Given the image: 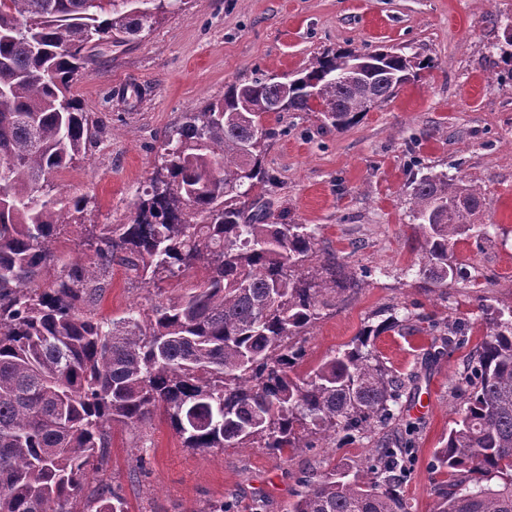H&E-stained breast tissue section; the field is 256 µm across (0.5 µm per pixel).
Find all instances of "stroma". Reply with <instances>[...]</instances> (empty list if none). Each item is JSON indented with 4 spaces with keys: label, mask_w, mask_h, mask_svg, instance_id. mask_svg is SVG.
Here are the masks:
<instances>
[{
    "label": "stroma",
    "mask_w": 512,
    "mask_h": 512,
    "mask_svg": "<svg viewBox=\"0 0 512 512\" xmlns=\"http://www.w3.org/2000/svg\"><path fill=\"white\" fill-rule=\"evenodd\" d=\"M512 0H176L152 27L105 48L72 92L99 132L85 158L52 183L92 199L87 224L129 221L166 136L187 112L222 98L224 87L256 77L294 78L316 57L383 46L427 61L415 79L370 107L349 127L323 126L315 112H288L265 157L277 183L264 203L272 218L317 227L324 247L372 272L348 305L304 338L305 366L349 343L390 306L465 324L468 343L432 361L422 330L388 331L374 346L401 376H414L393 430L418 429L411 471L401 493L412 512H433L438 499L429 464L455 418L451 381L485 331L484 308L512 306V85L495 80L504 64L496 48ZM482 188L491 243L460 241L456 254L470 282L452 284L447 299L426 287L423 256L410 221L411 161ZM128 283L121 267L94 308L103 318L150 308L173 294ZM339 441L275 456L262 448L210 453L183 447L154 420L144 449L133 433L113 428L108 475L121 484L130 512H192L222 499L238 512H289L301 481L326 463L359 464L382 437ZM145 473H136L137 459Z\"/></svg>",
    "instance_id": "35a3bbf8"
}]
</instances>
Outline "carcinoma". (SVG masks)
Returning <instances> with one entry per match:
<instances>
[{
  "label": "carcinoma",
  "instance_id": "cac0c4a2",
  "mask_svg": "<svg viewBox=\"0 0 512 512\" xmlns=\"http://www.w3.org/2000/svg\"><path fill=\"white\" fill-rule=\"evenodd\" d=\"M136 0H0V512H129L107 478L111 430L167 421L183 447L266 448L275 455L355 442L395 419L410 380L390 370L373 337L412 325L390 308L309 371L296 337L364 287L371 271L319 247L306 224L269 220L259 206L278 82L225 86L185 115L126 224H83L89 200L54 198L51 176L86 155L94 121L71 93L104 45L151 26ZM512 83V26L497 44ZM422 68L379 48L316 58L292 80L284 111L327 107L342 130ZM412 218L424 281L468 279L454 251L491 241L480 186L444 172L413 174ZM85 247L69 260L61 243ZM134 284L191 272L196 282L148 310L96 318L112 266ZM486 334L453 379L454 426L430 463L447 473L434 512H512V308H487ZM437 359L466 343L462 325L428 322ZM415 430L377 441L363 466L324 469L291 512H409L400 485Z\"/></svg>",
  "mask_w": 512,
  "mask_h": 512
}]
</instances>
